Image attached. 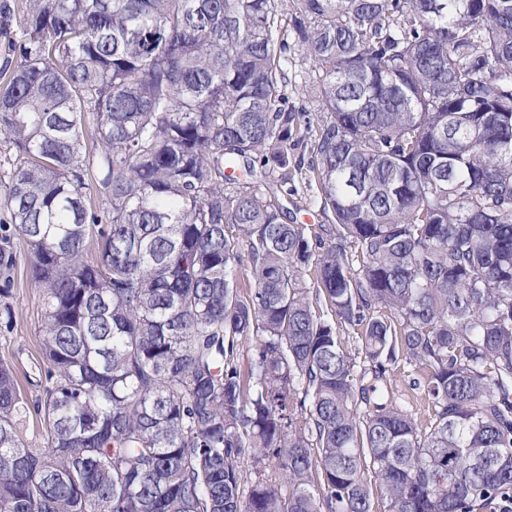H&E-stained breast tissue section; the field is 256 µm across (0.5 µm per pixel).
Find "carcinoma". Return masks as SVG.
I'll use <instances>...</instances> for the list:
<instances>
[{
    "label": "carcinoma",
    "mask_w": 512,
    "mask_h": 512,
    "mask_svg": "<svg viewBox=\"0 0 512 512\" xmlns=\"http://www.w3.org/2000/svg\"><path fill=\"white\" fill-rule=\"evenodd\" d=\"M282 12L26 0L0 211L46 289L45 430L24 441L0 359V512H373V481L388 512H477L512 492V0H289L288 34ZM290 34L318 72L329 246L287 222ZM400 361L425 425L381 388ZM247 457L275 470L245 491Z\"/></svg>",
    "instance_id": "cac0c4a2"
}]
</instances>
